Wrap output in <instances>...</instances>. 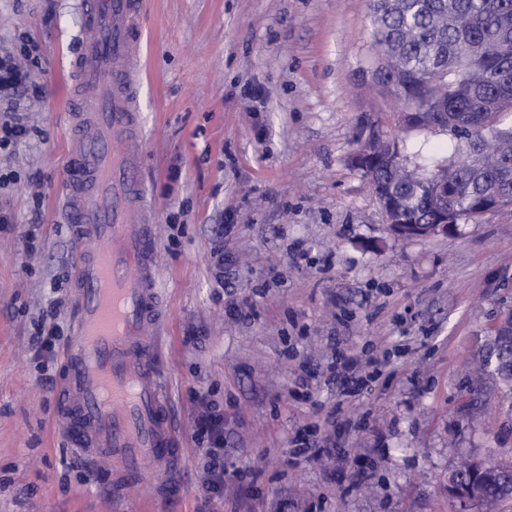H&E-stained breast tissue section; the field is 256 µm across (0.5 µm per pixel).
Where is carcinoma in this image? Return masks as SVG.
Returning <instances> with one entry per match:
<instances>
[{"label":"carcinoma","instance_id":"1","mask_svg":"<svg viewBox=\"0 0 512 512\" xmlns=\"http://www.w3.org/2000/svg\"><path fill=\"white\" fill-rule=\"evenodd\" d=\"M376 78L392 88L400 111L432 113V123L403 117V125L438 128L453 142L409 148L378 136L365 144L379 157L360 171L378 200L393 204L398 222L426 224L436 210L448 223L512 204V0H369ZM448 179V196L437 192ZM512 360V346L481 344L474 365ZM512 421V372L496 379ZM495 512L512 484V457L481 477Z\"/></svg>","mask_w":512,"mask_h":512}]
</instances>
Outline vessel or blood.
<instances>
[{"instance_id": "b4317fda", "label": "vessel or blood", "mask_w": 512, "mask_h": 512, "mask_svg": "<svg viewBox=\"0 0 512 512\" xmlns=\"http://www.w3.org/2000/svg\"><path fill=\"white\" fill-rule=\"evenodd\" d=\"M143 10V0H83L66 103L77 314L60 423L72 446L108 473L118 504L134 499L143 474L183 457L160 388L157 235L140 179Z\"/></svg>"}]
</instances>
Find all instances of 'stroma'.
<instances>
[{
  "instance_id": "35a3bbf8",
  "label": "stroma",
  "mask_w": 512,
  "mask_h": 512,
  "mask_svg": "<svg viewBox=\"0 0 512 512\" xmlns=\"http://www.w3.org/2000/svg\"><path fill=\"white\" fill-rule=\"evenodd\" d=\"M141 177L158 232L162 390L197 512L204 478L194 394L224 413L215 512H458L459 451L512 448L491 381L470 399L471 354L512 312V205L425 240L393 237L351 156L370 133L411 145L378 82L367 0H145ZM81 0H0V49L42 68L35 133L0 154V512H113L106 473L59 427L74 335L77 229L61 181ZM222 246L216 262L214 246ZM57 332L39 354L38 318ZM374 357L355 394L323 377L335 349ZM332 457L289 460L297 439Z\"/></svg>"
}]
</instances>
